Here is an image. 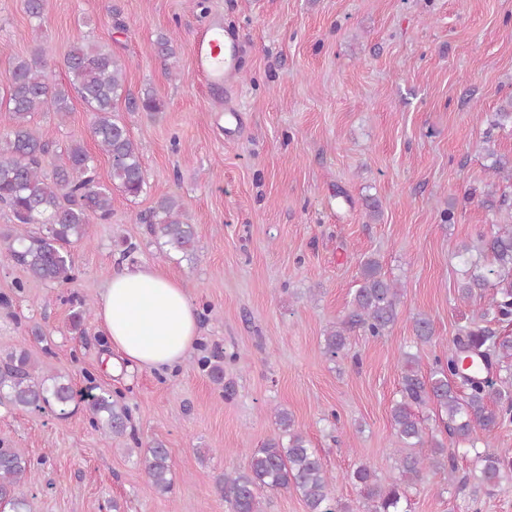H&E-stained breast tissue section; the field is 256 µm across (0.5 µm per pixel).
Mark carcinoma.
Instances as JSON below:
<instances>
[{"label": "carcinoma", "instance_id": "carcinoma-1", "mask_svg": "<svg viewBox=\"0 0 512 512\" xmlns=\"http://www.w3.org/2000/svg\"><path fill=\"white\" fill-rule=\"evenodd\" d=\"M69 85L52 82L48 52L44 48L29 58H17L6 76L8 91L0 109L9 113V130L0 138V204L7 207L12 227L0 232V246L29 278L44 283H71L78 268L68 247L88 237L89 224L107 222L112 217V187L125 195L139 196L145 186L140 153L124 119L114 112V104L124 99L130 112L158 113L161 103L149 91L139 97L124 87L123 67L112 53L95 44L75 43L65 56ZM74 91L92 112L90 135L112 161V186L97 177L94 158L83 143L74 140L66 148L65 160L51 172L43 170V158L50 143L33 132L34 113L43 109L59 116L70 112ZM150 235L162 247L187 254L194 249L193 225L176 197L156 203L147 219ZM477 249L489 255L491 266L470 262L467 279L458 288L463 301L473 298L474 290L484 288L490 276L507 282L497 289L482 308L480 318L497 322L512 320V214L493 225L490 235H479ZM361 281L345 318L327 330L324 353L334 360L346 355L350 333L358 330L373 338L386 335L394 325L401 289L380 272L373 256L360 262ZM91 310L81 303L70 316L71 330L83 335ZM415 347L434 339L430 317H413ZM418 353L403 351L398 358L401 380L398 398L391 406L395 430L393 456L399 478L378 483L374 471L364 464L348 479L360 487L370 503L368 512H408V489L425 470L455 472L454 457L435 439L439 428L455 441L468 445L474 462L480 466L481 483L496 487L503 474L512 472V454L489 453L477 449L475 428L484 432V445L490 444L495 429L512 422V338L501 337L487 327H464L453 339L448 355L434 362L429 376L419 368ZM214 381L224 380L220 356L201 360ZM83 402L91 413L92 427L106 436L127 432L129 409L92 388L75 389L69 377L44 372L28 349L16 348L0 356V406L27 411L66 409ZM433 405L439 411L438 423L430 427L416 410ZM276 437L250 454L242 470L224 473L217 490L229 512H260L258 496L264 490L294 489L308 512H340L329 475L310 441L294 428L288 412L275 413ZM145 471L154 489L172 490L171 456L165 443L151 442L144 458ZM32 477L31 462L19 448L0 442V509L3 512H29L28 501L20 488Z\"/></svg>", "mask_w": 512, "mask_h": 512}]
</instances>
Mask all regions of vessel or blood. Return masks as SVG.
Here are the masks:
<instances>
[{
    "label": "vessel or blood",
    "instance_id": "vessel-or-blood-1",
    "mask_svg": "<svg viewBox=\"0 0 512 512\" xmlns=\"http://www.w3.org/2000/svg\"><path fill=\"white\" fill-rule=\"evenodd\" d=\"M197 73L214 90L221 89L240 71V42L222 20L205 24L196 41Z\"/></svg>",
    "mask_w": 512,
    "mask_h": 512
}]
</instances>
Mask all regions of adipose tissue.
Returning <instances> with one entry per match:
<instances>
[{"label":"adipose tissue","instance_id":"adipose-tissue-1","mask_svg":"<svg viewBox=\"0 0 512 512\" xmlns=\"http://www.w3.org/2000/svg\"><path fill=\"white\" fill-rule=\"evenodd\" d=\"M97 319L110 369L175 366L198 336L197 316L179 277L147 262L113 273L99 296Z\"/></svg>","mask_w":512,"mask_h":512}]
</instances>
